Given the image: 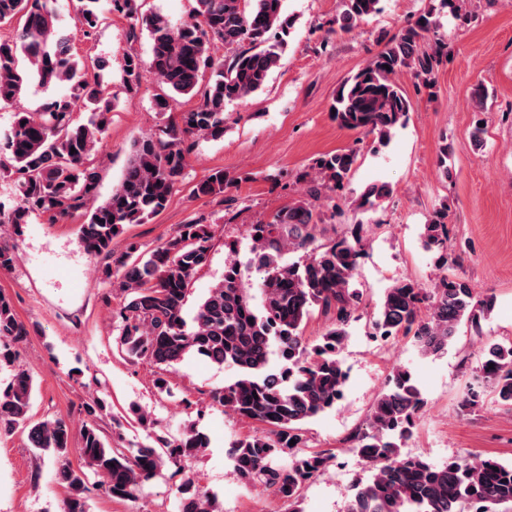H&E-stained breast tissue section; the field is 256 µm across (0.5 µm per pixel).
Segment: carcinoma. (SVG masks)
<instances>
[{"mask_svg": "<svg viewBox=\"0 0 512 512\" xmlns=\"http://www.w3.org/2000/svg\"><path fill=\"white\" fill-rule=\"evenodd\" d=\"M80 2L77 22L89 36L101 21L100 0ZM283 2L195 0L190 19L175 27L160 15L142 13L139 0H110V12L132 20L130 38L137 39L140 27L151 39L149 63L134 52L126 54L123 87L139 86L148 71L169 91L199 93L201 98L181 113L180 122L134 145L112 195L80 226L88 255L109 251L124 225L140 224L162 212L183 175L187 138L224 136L226 106L264 89L272 71L281 66L292 26ZM379 2L342 0L333 24L350 31L378 12ZM13 23L14 39L0 40V103L14 102L21 90V54L39 82H66L70 93L37 112L14 113L0 142V153L9 155L8 162L0 161V178L13 180L16 201L10 209H0V224H25L33 213L62 220L97 190L100 172L91 155L102 140L117 94L106 91L75 58L51 0H0V24ZM438 29L433 7L401 27L342 85L332 105L338 125L386 142L410 109L396 75L412 69L419 83L431 88L445 49ZM216 41L224 43L222 59L212 53ZM207 73L210 84L201 93ZM80 104L89 110L83 123L73 118ZM357 158L354 146L322 157L314 173L302 176L307 184L304 196L280 209L271 221L248 225L252 258L226 265L224 278L190 315L186 303L192 280L210 258L209 225L183 224L144 255L132 245L116 260V270L106 271L109 279L119 274L114 288L120 299L119 342L129 359L146 360L167 371L196 354L235 372L233 380L213 393V400L263 429L232 445L234 475L242 484L268 488L290 503L333 458L324 451L306 450L302 425L332 409L343 393L347 374L339 354L362 300L355 280L361 239L325 236L312 201L343 188ZM233 182L218 170L197 186V193L219 194ZM389 193L387 186L373 185L360 205L372 207ZM447 218L440 209L424 225V249L445 247ZM291 252L300 256L284 260ZM254 271L259 277L253 295L243 280ZM494 307L493 297L476 296L460 275L443 274L430 290L406 277L385 290L372 322L373 335L384 340L409 336L421 354L438 356L448 351L462 323L481 333ZM315 310L330 317L331 327L310 343L303 329ZM27 335L12 300L0 292V372L8 373L0 383V430L22 427L28 430L31 447L52 454L56 478L69 492L67 512H87L89 470L103 478L107 494L130 499L165 462L177 465L208 447L207 435L191 427L174 440L162 437L154 445L117 448L92 420L80 430L78 452L84 465L73 467L71 421L59 416L31 422L34 382L16 365L12 350V344ZM480 371L495 401L512 409V340L491 344ZM425 405L412 374L396 368L355 435L354 451L370 475L356 485L346 512H497L498 506L512 504V463L459 457L435 465L402 454ZM180 494V512H222L217 499L201 495L190 477Z\"/></svg>", "mask_w": 512, "mask_h": 512, "instance_id": "1", "label": "carcinoma"}]
</instances>
